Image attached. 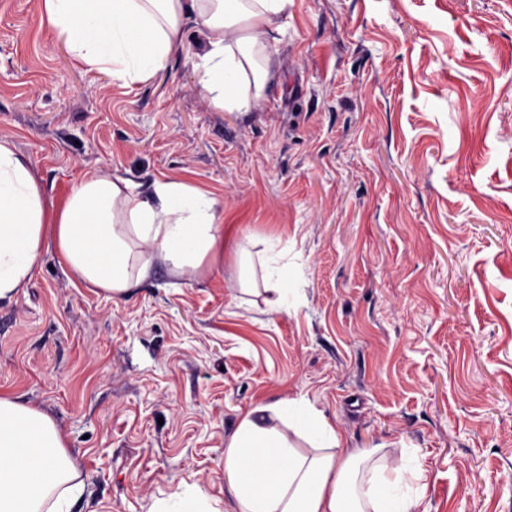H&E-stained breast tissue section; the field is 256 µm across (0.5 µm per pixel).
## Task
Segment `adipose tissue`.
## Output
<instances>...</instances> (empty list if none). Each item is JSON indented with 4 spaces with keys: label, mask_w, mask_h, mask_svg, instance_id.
Returning a JSON list of instances; mask_svg holds the SVG:
<instances>
[{
    "label": "adipose tissue",
    "mask_w": 512,
    "mask_h": 512,
    "mask_svg": "<svg viewBox=\"0 0 512 512\" xmlns=\"http://www.w3.org/2000/svg\"><path fill=\"white\" fill-rule=\"evenodd\" d=\"M291 0H44L50 33L74 59L113 83L146 84L167 70L197 34V75L210 104L250 109L242 64L265 51L273 19ZM220 202L167 177L140 184L85 174L62 203L42 189L35 167L0 139V303L32 279L39 253L54 244L73 280L121 299L162 263L174 278L200 281L224 269L242 244L224 247ZM267 309L287 311L288 274L276 244L258 254ZM303 439L311 453L300 452ZM224 487L232 512H416L410 483L424 473L403 462L384 476L376 449L350 452L323 412L300 398L260 404L224 440ZM84 485L55 421L0 395V512H70Z\"/></svg>",
    "instance_id": "ef3b65f1"
}]
</instances>
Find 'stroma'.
<instances>
[{
    "mask_svg": "<svg viewBox=\"0 0 512 512\" xmlns=\"http://www.w3.org/2000/svg\"><path fill=\"white\" fill-rule=\"evenodd\" d=\"M247 112L210 106L188 45L113 85L0 0V139L63 200L91 172L192 180L255 250L285 248L268 313L232 256L205 282L163 266L111 300L45 247L0 303V395L49 415L85 492L73 512L224 493V439L303 398L348 449L416 462L417 512H512V0H293ZM279 244V241H273L257 253L265 277V290L270 294L267 301L269 313L288 311L291 302L292 289L288 288V274L281 264Z\"/></svg>",
    "mask_w": 512,
    "mask_h": 512,
    "instance_id": "stroma-1",
    "label": "stroma"
}]
</instances>
